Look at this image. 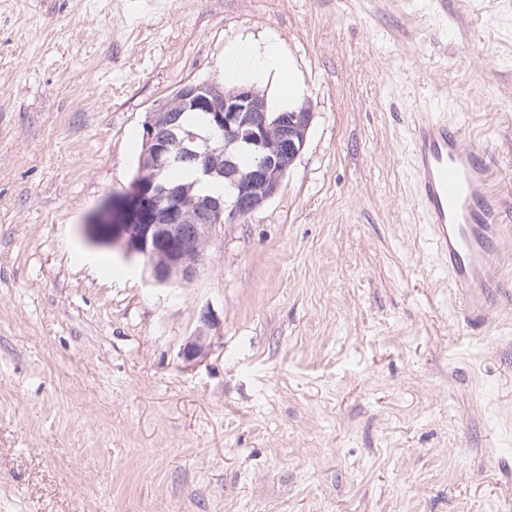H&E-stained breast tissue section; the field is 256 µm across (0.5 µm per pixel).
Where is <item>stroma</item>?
Segmentation results:
<instances>
[{
	"instance_id": "35a3bbf8",
	"label": "stroma",
	"mask_w": 512,
	"mask_h": 512,
	"mask_svg": "<svg viewBox=\"0 0 512 512\" xmlns=\"http://www.w3.org/2000/svg\"><path fill=\"white\" fill-rule=\"evenodd\" d=\"M242 42L292 62L259 92L302 85L306 145L157 285L88 226ZM425 112L512 173V0H0V512H512V287L469 335ZM206 337L204 330H198L196 336H192L182 348L180 357L186 367H193L206 355Z\"/></svg>"
}]
</instances>
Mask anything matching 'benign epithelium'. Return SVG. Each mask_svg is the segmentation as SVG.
Instances as JSON below:
<instances>
[{
	"mask_svg": "<svg viewBox=\"0 0 512 512\" xmlns=\"http://www.w3.org/2000/svg\"><path fill=\"white\" fill-rule=\"evenodd\" d=\"M180 96L186 109L206 113L210 128L224 134L225 141L247 143L257 163L239 178L224 148L208 145L199 150L195 147L199 135L176 129L171 113L148 114L143 125V165L149 171L163 169L177 155L193 162L203 177L225 175L234 179L237 189L234 203L227 207L220 197L191 198L179 188L161 191L155 177H146L143 170L134 193L123 201L114 217L106 220V238L121 244L126 254L144 257L154 281L168 287L194 280L217 225L251 214L279 191L305 145L311 121L305 107L270 115L264 97L247 86L227 90L211 82H189L181 86ZM200 322L196 336L180 352L187 367L195 366L206 355L209 311L200 313Z\"/></svg>",
	"mask_w": 512,
	"mask_h": 512,
	"instance_id": "1",
	"label": "benign epithelium"
}]
</instances>
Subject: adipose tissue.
<instances>
[{
	"label": "adipose tissue",
	"instance_id": "adipose-tissue-1",
	"mask_svg": "<svg viewBox=\"0 0 512 512\" xmlns=\"http://www.w3.org/2000/svg\"><path fill=\"white\" fill-rule=\"evenodd\" d=\"M223 71L224 81L228 84L242 80L263 84L285 76L290 71V64L277 45L241 44L225 52Z\"/></svg>",
	"mask_w": 512,
	"mask_h": 512
}]
</instances>
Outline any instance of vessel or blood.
<instances>
[{"instance_id": "obj_1", "label": "vessel or blood", "mask_w": 512, "mask_h": 512, "mask_svg": "<svg viewBox=\"0 0 512 512\" xmlns=\"http://www.w3.org/2000/svg\"><path fill=\"white\" fill-rule=\"evenodd\" d=\"M412 148L418 202L463 320L480 327L506 285L494 260L512 252V184L495 162L466 147L464 128L453 120L415 124Z\"/></svg>"}]
</instances>
